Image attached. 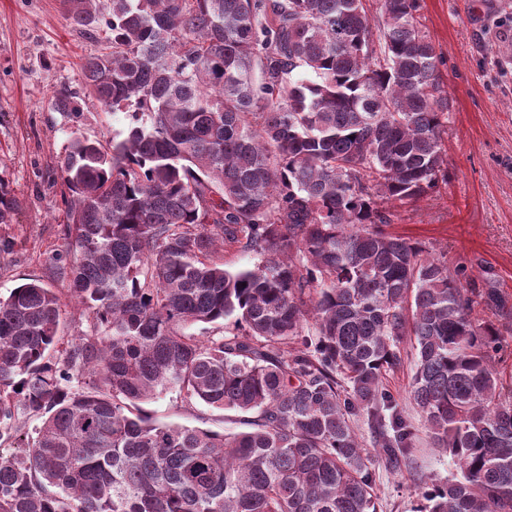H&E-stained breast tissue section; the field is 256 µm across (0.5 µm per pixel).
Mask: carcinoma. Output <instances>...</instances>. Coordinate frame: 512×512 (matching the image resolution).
Masks as SVG:
<instances>
[{"instance_id":"carcinoma-1","label":"carcinoma","mask_w":512,"mask_h":512,"mask_svg":"<svg viewBox=\"0 0 512 512\" xmlns=\"http://www.w3.org/2000/svg\"><path fill=\"white\" fill-rule=\"evenodd\" d=\"M64 4L112 31L86 84L131 123L61 161L66 293L32 279L0 298V443L27 440L0 453V512H378L375 463L415 449L382 387L406 343L410 400L456 468L418 512H512L504 345L474 316L502 297L385 230L447 172L420 0H379V25L365 0ZM15 206L0 179V224ZM228 250L261 261L230 270ZM70 304L89 329L66 341ZM226 321L243 333L185 332ZM173 392L251 430L143 411Z\"/></svg>"}]
</instances>
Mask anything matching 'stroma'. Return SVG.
Instances as JSON below:
<instances>
[{
	"instance_id": "35a3bbf8",
	"label": "stroma",
	"mask_w": 512,
	"mask_h": 512,
	"mask_svg": "<svg viewBox=\"0 0 512 512\" xmlns=\"http://www.w3.org/2000/svg\"><path fill=\"white\" fill-rule=\"evenodd\" d=\"M420 23L436 44L441 80L450 99L443 147L448 176L437 188L393 208V233L472 270L475 287L497 291L506 312L478 307L506 346L497 367L512 391V0H420ZM105 25L78 30L62 0H0V178L19 202L0 237V296L30 279L62 290L56 256L67 246L66 191L58 165L76 137L109 138L126 131L127 113L102 107L85 86L81 63L104 51ZM75 95L78 113L55 108L61 91ZM152 417L217 432H237V414L197 405L176 394L149 403ZM453 471L419 432L408 467L376 465L381 512H417L422 479Z\"/></svg>"
}]
</instances>
